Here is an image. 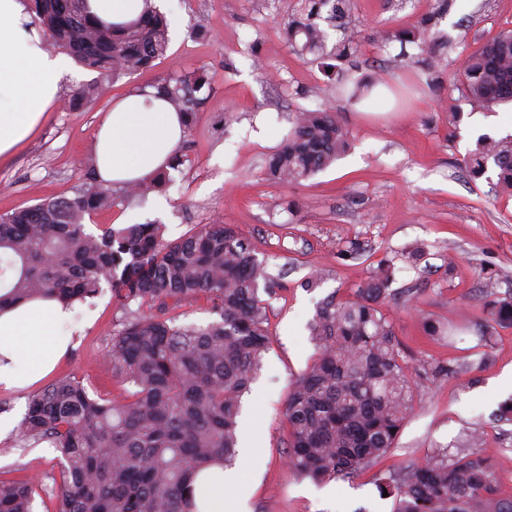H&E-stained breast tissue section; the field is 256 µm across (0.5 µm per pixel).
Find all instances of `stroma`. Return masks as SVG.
<instances>
[{"label":"stroma","mask_w":512,"mask_h":512,"mask_svg":"<svg viewBox=\"0 0 512 512\" xmlns=\"http://www.w3.org/2000/svg\"><path fill=\"white\" fill-rule=\"evenodd\" d=\"M295 0H161L169 23V50L157 67L117 80L72 66L48 122L8 161L0 162V214L40 201L74 197L85 163L94 158V129L115 102L152 85L171 70L206 67L215 92L179 148L188 163L171 171L162 192L128 206L97 212L87 222L121 227L159 221L164 237L178 239L195 225L218 220L234 225L258 258L268 259L276 293L268 300L272 343L243 407L252 408L260 446L242 458L240 493L251 512H393L394 500L379 490L381 478L427 462L440 449L485 454L502 497L512 496V422L499 419L512 399V326L496 328L482 341L486 295L512 292V193L492 192L486 180L470 181L462 162L478 135L512 133V105L486 110L471 104L455 79L464 59L501 31L512 29V0H456L441 23L451 45L445 84L428 87L427 75L405 66L410 45L380 47L373 35L388 25L408 26L430 11L434 0H356L352 27L359 41L363 74L380 84L359 101L315 64L297 58L279 26ZM211 37L196 40V27ZM235 64L225 72V60ZM98 83V95L82 109L68 102L82 84ZM330 108L347 130L351 148L313 178L275 185L262 178L265 157L292 126L296 108ZM461 120L449 123V112ZM293 208H286V201ZM359 237L371 246L358 259L341 257L342 242ZM424 244L426 258L410 265L405 252ZM395 259L397 296L384 310L417 387L414 409L394 446L352 480L324 485L294 477L287 466L285 410L291 382L310 366L315 346L307 324L328 295L351 297L383 256ZM454 271H447V263ZM317 288H307L313 274ZM418 296H410V289ZM122 313L111 293L74 307L83 330L59 360L54 377L71 376L89 392L118 394L101 362V342ZM433 319L451 337L425 336ZM455 366V373L425 380L424 363ZM0 438V477L52 475L58 470L46 448L11 447Z\"/></svg>","instance_id":"obj_1"}]
</instances>
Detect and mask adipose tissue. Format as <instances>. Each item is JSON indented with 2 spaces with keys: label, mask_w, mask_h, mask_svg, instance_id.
<instances>
[{
  "label": "adipose tissue",
  "mask_w": 512,
  "mask_h": 512,
  "mask_svg": "<svg viewBox=\"0 0 512 512\" xmlns=\"http://www.w3.org/2000/svg\"><path fill=\"white\" fill-rule=\"evenodd\" d=\"M25 0H0V160L9 158L47 121L57 103L66 57L45 51L28 28ZM183 137L182 118L156 89L113 105L96 131L97 179L135 182L170 162ZM71 311L40 299L0 307V389L31 385L68 350L76 329ZM200 512H248L235 490L238 470L213 468Z\"/></svg>",
  "instance_id": "adipose-tissue-1"
}]
</instances>
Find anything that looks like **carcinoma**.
<instances>
[{
    "instance_id": "carcinoma-1",
    "label": "carcinoma",
    "mask_w": 512,
    "mask_h": 512,
    "mask_svg": "<svg viewBox=\"0 0 512 512\" xmlns=\"http://www.w3.org/2000/svg\"><path fill=\"white\" fill-rule=\"evenodd\" d=\"M455 0H434L411 28L387 26L376 34L385 48L416 44L431 65L444 59L448 40L437 30ZM138 18L106 24L90 18L84 0H29L35 22L83 68L119 78L166 58L165 15L143 0ZM354 0H295L281 32L288 47L339 83L358 67L359 44L350 27ZM464 97L476 105L512 103V30L501 32L467 58L458 74ZM158 95L190 129L214 89L205 68L176 71L157 81ZM98 86H78L69 100L81 109ZM350 146L330 110L299 108L284 140L265 159L272 184L307 180ZM471 179L494 170L492 189L512 190V135L483 136L464 159ZM169 172L120 186L100 184L95 164L72 198L44 200L0 215V306L52 299L66 306L105 290L123 319L102 343L118 397L92 395L71 377L46 383L28 397L14 448L55 451L52 484L24 477L0 479V512H34L36 498L56 512H198L192 483L202 471L237 457V416L242 396L260 369L271 336L267 298L275 282L231 224H202L175 241L162 225L130 224L86 230L102 208L162 191ZM369 252L357 237L340 255ZM394 259L377 262L353 297L329 295L309 324L316 347L311 366L294 381L287 400L288 468L315 483L349 480L394 447L411 413L416 391L382 309L392 295ZM204 293L220 320L177 325L171 308ZM138 304L133 311L130 305ZM485 335L512 325V293L484 305ZM379 488L396 500V512H512L490 461L474 452L438 451L413 470L391 473Z\"/></svg>"
}]
</instances>
